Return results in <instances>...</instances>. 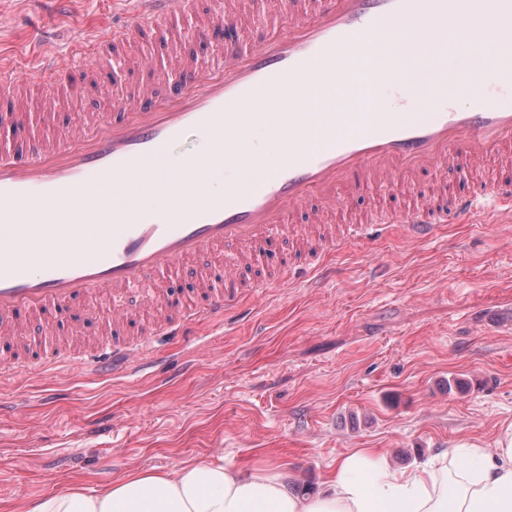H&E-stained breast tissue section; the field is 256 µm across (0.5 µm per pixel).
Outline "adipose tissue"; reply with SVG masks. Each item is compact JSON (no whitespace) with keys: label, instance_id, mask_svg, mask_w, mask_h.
I'll return each instance as SVG.
<instances>
[{"label":"adipose tissue","instance_id":"adipose-tissue-1","mask_svg":"<svg viewBox=\"0 0 512 512\" xmlns=\"http://www.w3.org/2000/svg\"><path fill=\"white\" fill-rule=\"evenodd\" d=\"M379 63L350 64L342 79L325 84L323 97L338 111L373 112L383 78ZM192 170H171L106 190V197L141 204L150 194L184 203L177 183ZM20 512H512V425L496 447L459 445L429 463L390 467L378 448H353L326 474L316 495L296 494L285 474L202 460L173 471L138 468L107 488L86 493L74 484L61 493L23 500Z\"/></svg>","mask_w":512,"mask_h":512}]
</instances>
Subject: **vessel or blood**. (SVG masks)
<instances>
[{
    "instance_id": "b4317fda",
    "label": "vessel or blood",
    "mask_w": 512,
    "mask_h": 512,
    "mask_svg": "<svg viewBox=\"0 0 512 512\" xmlns=\"http://www.w3.org/2000/svg\"><path fill=\"white\" fill-rule=\"evenodd\" d=\"M130 23L75 36L76 50L58 56L47 46L30 70L38 80L66 65L97 58L101 49L123 43L136 27H154L186 10L191 0H125ZM240 0L221 12L220 21L196 17L199 39L222 25L227 37L207 58L178 56L180 79L157 88L140 86L130 97H114L109 109L91 114L73 129L61 132L31 154L0 148V340L13 337L24 315L49 307L104 296L119 298L141 289L155 295L164 272L194 260L206 251L235 249L234 261L250 264L256 249L272 245L286 229L287 214L310 199L321 208L311 213L322 223L341 206L345 193L367 186L408 187L411 176L435 163L474 166L512 146V48L499 37L512 24V0H293L290 18L273 16L277 33L250 50L238 37ZM452 21L470 44L473 56L486 63L505 96L469 93L460 106L449 84L469 85L473 71H448L445 47L433 36V25ZM426 57L417 71L402 66L408 54ZM374 54L394 63L390 83L402 90L399 102L378 111L293 112L280 124L273 109L275 91L290 87L298 100L317 103L321 80L339 79L344 63ZM265 101L274 134L288 148L286 160L259 185L241 179L213 192L206 175L222 163L219 149L189 158L203 177L191 184L188 204L131 211L111 220L120 209L92 207L97 224L92 249L74 236L69 206L80 191H92L147 175L149 161L172 157L186 135L214 138L225 122L247 121L242 105ZM319 125L330 137L328 147L307 151L300 136L307 124ZM512 218V172L468 184L437 201L413 197L406 206L382 209L373 217L341 225L324 242L308 238L310 264L281 265L280 283L302 275L316 282L329 276L322 258L330 250L382 237L389 226L412 242L433 239L440 225L464 220L485 224L490 214ZM24 243L41 247V255L21 251ZM246 280L237 272L223 284L203 280L195 304L167 296L161 319L174 334L199 317H220L237 303ZM144 341L105 340L98 356L111 360L112 370L141 362Z\"/></svg>"
}]
</instances>
